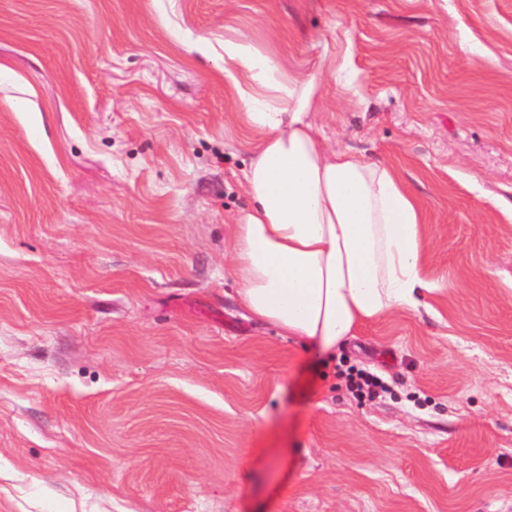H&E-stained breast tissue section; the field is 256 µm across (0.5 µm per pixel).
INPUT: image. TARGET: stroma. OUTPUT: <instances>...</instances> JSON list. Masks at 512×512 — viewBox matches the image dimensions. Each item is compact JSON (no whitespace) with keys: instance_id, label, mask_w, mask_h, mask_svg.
<instances>
[{"instance_id":"1","label":"stroma","mask_w":512,"mask_h":512,"mask_svg":"<svg viewBox=\"0 0 512 512\" xmlns=\"http://www.w3.org/2000/svg\"><path fill=\"white\" fill-rule=\"evenodd\" d=\"M228 40L344 65L430 311L330 359L240 305ZM0 512H512V0H0ZM345 365L336 366V376L345 379L347 385L362 395L366 389L368 393L373 392V388L380 387L378 378L369 375L362 370L355 369L354 366L342 368Z\"/></svg>"}]
</instances>
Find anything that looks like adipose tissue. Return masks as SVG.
<instances>
[{"label": "adipose tissue", "mask_w": 512, "mask_h": 512, "mask_svg": "<svg viewBox=\"0 0 512 512\" xmlns=\"http://www.w3.org/2000/svg\"><path fill=\"white\" fill-rule=\"evenodd\" d=\"M224 76L257 132L242 172L251 207L228 252L241 306L322 355L423 307L438 290L424 271V208L392 164L324 147L321 73L275 76L252 45L228 41Z\"/></svg>", "instance_id": "ef3b65f1"}]
</instances>
